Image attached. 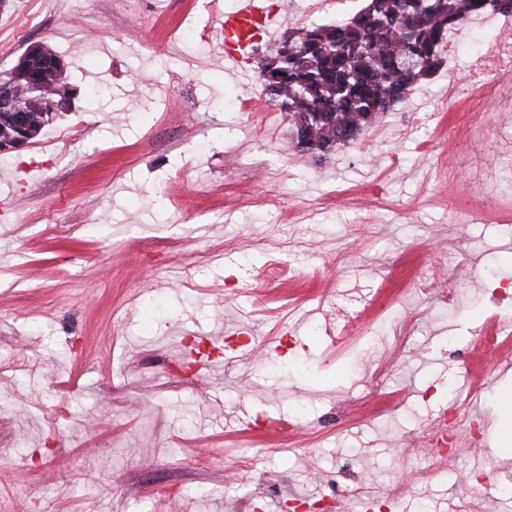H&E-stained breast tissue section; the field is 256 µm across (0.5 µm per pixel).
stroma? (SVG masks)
I'll return each mask as SVG.
<instances>
[{
	"instance_id": "stroma-1",
	"label": "stroma",
	"mask_w": 512,
	"mask_h": 512,
	"mask_svg": "<svg viewBox=\"0 0 512 512\" xmlns=\"http://www.w3.org/2000/svg\"><path fill=\"white\" fill-rule=\"evenodd\" d=\"M205 3L0 12V72L39 42L78 91L0 153V512H512L480 494L512 486L490 454L512 369L481 338L512 280L506 17L322 157L225 71ZM461 409L483 439L445 448Z\"/></svg>"
}]
</instances>
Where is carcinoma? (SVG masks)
<instances>
[{"mask_svg": "<svg viewBox=\"0 0 512 512\" xmlns=\"http://www.w3.org/2000/svg\"><path fill=\"white\" fill-rule=\"evenodd\" d=\"M496 14L511 15L512 0H504L497 11L489 0H367L352 15L299 27L274 45L262 64L274 83L262 79L260 85L268 102L298 131L297 152L317 146L331 153L385 120L440 68L449 32ZM57 57L45 47L30 57L25 75L0 73V80L14 82L22 92L21 112L32 140L73 96L62 77L45 80L38 98L25 92Z\"/></svg>", "mask_w": 512, "mask_h": 512, "instance_id": "cac0c4a2", "label": "carcinoma"}]
</instances>
